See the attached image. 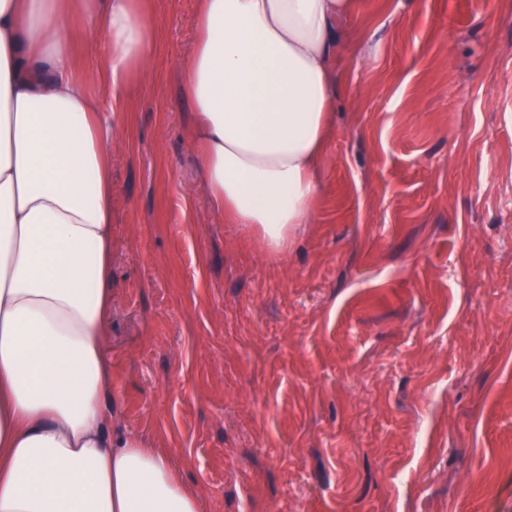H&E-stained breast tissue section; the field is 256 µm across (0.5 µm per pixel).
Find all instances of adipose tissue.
I'll return each mask as SVG.
<instances>
[{
	"label": "adipose tissue",
	"instance_id": "1",
	"mask_svg": "<svg viewBox=\"0 0 512 512\" xmlns=\"http://www.w3.org/2000/svg\"><path fill=\"white\" fill-rule=\"evenodd\" d=\"M182 95L211 208L279 256L312 223L354 0H196ZM111 89L156 47L146 0H0V512H204L113 431Z\"/></svg>",
	"mask_w": 512,
	"mask_h": 512
}]
</instances>
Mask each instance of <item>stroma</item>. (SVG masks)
Segmentation results:
<instances>
[{"instance_id":"obj_1","label":"stroma","mask_w":512,"mask_h":512,"mask_svg":"<svg viewBox=\"0 0 512 512\" xmlns=\"http://www.w3.org/2000/svg\"><path fill=\"white\" fill-rule=\"evenodd\" d=\"M196 0L104 100L118 429L207 512H512V0H356L314 223L273 257L208 202Z\"/></svg>"}]
</instances>
